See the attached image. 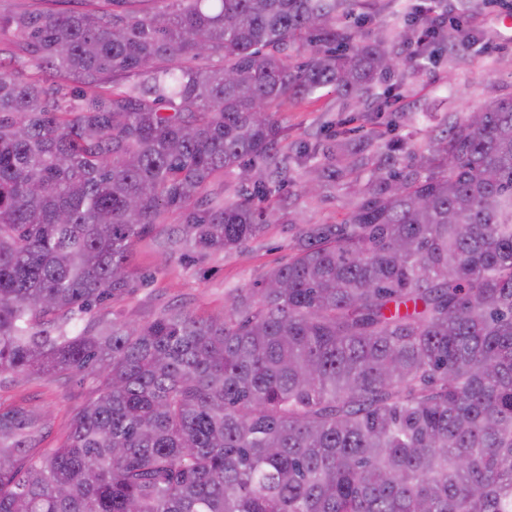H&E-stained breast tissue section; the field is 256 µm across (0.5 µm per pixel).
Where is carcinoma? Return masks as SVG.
<instances>
[{
  "label": "carcinoma",
  "mask_w": 512,
  "mask_h": 512,
  "mask_svg": "<svg viewBox=\"0 0 512 512\" xmlns=\"http://www.w3.org/2000/svg\"><path fill=\"white\" fill-rule=\"evenodd\" d=\"M110 2L0 15L34 70L0 69V374L94 388L52 448L43 413L0 408V512H512V95L418 154L327 146L318 190L371 153L346 218L303 228L223 316L57 334L131 288L167 212L169 257L286 213L261 202L309 157L281 152L287 102L331 88L381 113L388 75L466 46L340 23L396 0ZM207 53L224 67L190 64ZM233 173V198L198 204Z\"/></svg>",
  "instance_id": "carcinoma-1"
}]
</instances>
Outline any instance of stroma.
Segmentation results:
<instances>
[{
	"mask_svg": "<svg viewBox=\"0 0 512 512\" xmlns=\"http://www.w3.org/2000/svg\"><path fill=\"white\" fill-rule=\"evenodd\" d=\"M471 22L476 41L470 51L445 53L426 70L391 78L400 97V118L391 137L405 148L425 146L444 116H460L489 99L512 94V0L476 11ZM278 119L284 129L281 148L288 154L302 145L312 148L333 142L336 135L363 123L361 112L327 89L285 104ZM305 177L306 170L300 167L289 189L269 186L272 201L292 194L295 223L270 224L244 250L213 253L191 265L176 257L161 258L167 233L181 223L178 213H168L164 223L135 246L131 289L82 315L77 328L97 320L143 322L170 310L205 318L223 314L238 292L255 287L270 268L288 262L302 225L339 222L356 198L358 184L350 179L315 196L298 195L296 185ZM92 396L91 386L60 376L0 375L1 407L48 410L43 441L47 447L65 438L75 412Z\"/></svg>",
	"mask_w": 512,
	"mask_h": 512,
	"instance_id": "stroma-1",
	"label": "stroma"
}]
</instances>
